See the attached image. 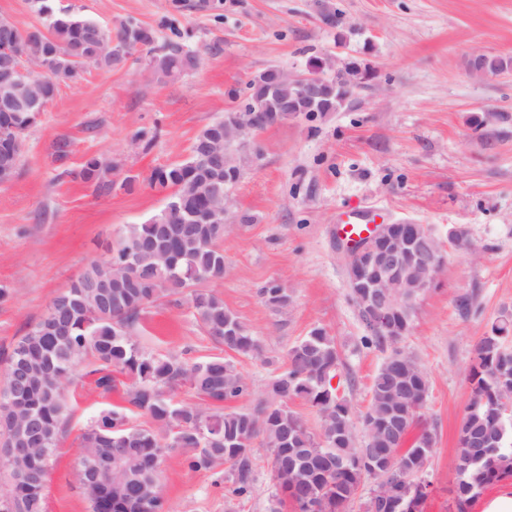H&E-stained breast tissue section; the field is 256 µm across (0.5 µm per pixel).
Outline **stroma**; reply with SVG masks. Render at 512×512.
<instances>
[{
	"mask_svg": "<svg viewBox=\"0 0 512 512\" xmlns=\"http://www.w3.org/2000/svg\"><path fill=\"white\" fill-rule=\"evenodd\" d=\"M179 9H172V2ZM102 25L134 19L168 36L169 18L189 33L197 69L164 84L152 82L143 52L112 71L87 68L60 86L25 134L15 177L0 184V370L18 341L52 300L131 224L166 203L149 186L154 168L187 158L196 135L223 119L230 89L270 66L303 72L311 58L349 56L374 71L352 102L326 120L302 114L261 131L259 160L246 166L224 226V277L209 287L260 339L264 359L238 367L251 385V407L286 359L316 327L335 336L342 365L333 385L356 411L370 400L384 351L365 348V328L348 297L337 224L356 211L385 221L427 225L445 255L436 282L414 303L402 346L425 371L421 410L435 435L424 478L431 492L423 512H454L453 458L476 344L491 323L512 312V74H470L469 55L512 57V0H224L221 12L198 0H56ZM336 11L338 27L322 21ZM488 116L485 129L474 116ZM71 143L57 159L59 139ZM97 156L112 166L111 194H96L78 176ZM133 178L132 190L122 182ZM464 228L469 249L450 229ZM287 288L292 302L278 312L261 288ZM468 297L470 312L457 302ZM139 342L159 356L203 361L222 355L187 299L163 298L149 309ZM72 415L52 458L48 512H90L75 482L80 435L98 410L119 403L92 377L69 387ZM185 452L170 451L160 484L169 512H271L275 489L269 453L258 448L248 497L227 496L224 476L192 470Z\"/></svg>",
	"mask_w": 512,
	"mask_h": 512,
	"instance_id": "stroma-1",
	"label": "stroma"
}]
</instances>
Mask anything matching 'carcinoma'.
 <instances>
[{
	"mask_svg": "<svg viewBox=\"0 0 512 512\" xmlns=\"http://www.w3.org/2000/svg\"><path fill=\"white\" fill-rule=\"evenodd\" d=\"M40 23L25 31L14 28L19 42L34 41L54 67V76L39 88L43 99H54L60 83L81 79L87 66L110 71L125 63L131 52L143 50L155 81L165 83L197 67L194 51L169 38L158 47V33L136 21L123 23L117 33L69 9H57L54 0H28ZM349 80H328L318 98L317 111L337 112L347 96L373 77L370 67L351 60ZM494 75L512 67V58L487 56L482 61ZM258 72L246 83L239 110L246 111L263 92ZM40 112H5L0 108V163L17 167L20 139L37 123ZM213 122L195 138L190 156L156 168L149 185L173 197L190 200L195 223L179 224L169 216L163 224L158 211L143 224H133L117 247L112 263L91 264L66 291L52 301L46 314L14 347L3 377L10 382L15 364H22L31 384L22 403L0 404V447L13 432H32L27 450L15 456L4 471L8 483L0 491V512H46L45 488L49 462L69 423L62 389L71 382L80 363H93L97 385L116 388L114 374L133 380L121 406L102 410L80 436L79 461H96L106 469L90 499L92 512H168L161 495L160 467L172 448H188L191 469H224L230 493L243 497L255 481V444L269 451L275 497L280 507L294 512H349L368 478L377 481L364 502L365 512H423L428 484L419 478L435 440L424 429L412 442L429 390L428 378L400 343L409 333L412 308L396 307L389 321L397 334L378 324L357 307L365 327L363 343L388 352L374 376L371 399L353 422V407L336 393L332 380L341 361L334 337L323 327L313 328L287 352V366L268 384V398L249 409L224 411L250 394V384L234 360L225 357L189 363L176 356H156L137 339L147 310L162 297L188 293L193 315L217 345L239 357L260 359L263 347L232 313L224 300L201 288L224 277V225L212 224L213 204L207 179L196 166L198 153ZM247 157L236 148L219 150L211 176L243 171ZM98 194L114 187L112 168L88 158L80 171ZM145 249L139 261L129 250ZM265 304L288 307L287 291L276 282L261 289ZM512 313L503 314L477 343L469 372L472 399L465 408L454 457L457 473L456 512H469L482 492L512 480ZM181 386L196 391L212 409L180 404L173 393ZM300 398L320 415V432L309 431L303 419L288 408ZM138 414L144 426L132 420ZM366 442L360 444L358 431ZM399 451L394 466L390 453Z\"/></svg>",
	"mask_w": 512,
	"mask_h": 512,
	"instance_id": "cac0c4a2",
	"label": "carcinoma"
}]
</instances>
